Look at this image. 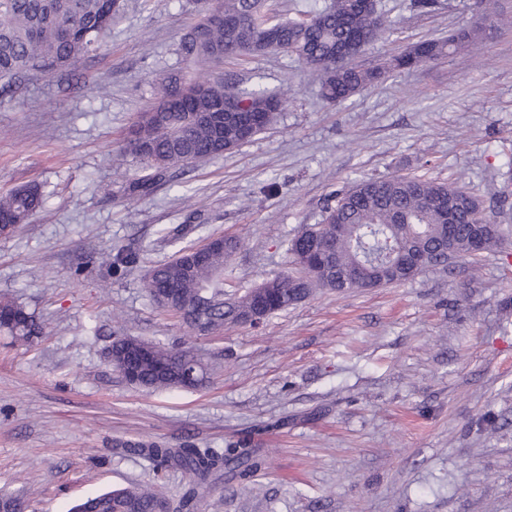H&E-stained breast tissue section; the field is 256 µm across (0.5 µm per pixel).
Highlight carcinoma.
Wrapping results in <instances>:
<instances>
[{
  "instance_id": "1",
  "label": "carcinoma",
  "mask_w": 512,
  "mask_h": 512,
  "mask_svg": "<svg viewBox=\"0 0 512 512\" xmlns=\"http://www.w3.org/2000/svg\"><path fill=\"white\" fill-rule=\"evenodd\" d=\"M123 7V0H0V80L12 81L31 71L49 72L63 61L74 65L95 50ZM482 19L444 40H423L372 68L347 59L336 62L337 49L349 42L370 44L394 25L381 14L365 13L358 0H327L300 19L272 23L267 0H216L224 24L199 20L179 41V53L200 66L188 82L168 74L158 86L155 102L131 126L127 147L153 173L137 182L147 195L154 182L172 168L217 158L245 143V129L259 132L270 125L287 99L259 85L240 88L213 75L227 61L269 52L290 54L321 83L322 98L341 104L395 70H411L445 57L462 42L477 43L504 24L493 0H479ZM226 99L246 105L243 112L224 114V123L210 119L212 104ZM42 205L41 188L26 184L0 195V234L25 224ZM480 202L464 190L423 176L396 175L363 179L331 193L321 222L306 224L285 240L291 270L275 274L234 298L224 297V265L241 240L224 237V246L200 250L187 246L170 261L153 266L145 287L162 308L181 317L192 330L208 334L227 327L258 326L251 317L271 315L306 299L315 288L339 293L400 284L409 277L401 264L403 252L425 253L428 266L448 265L446 245L459 257L471 252L470 225L478 223ZM508 235L501 225L486 230L484 250L501 249ZM365 279L353 276L358 267ZM0 333L30 344L43 335L36 314L15 300L0 297ZM107 358L112 368L135 386L152 390L191 389L207 379V365L190 347L165 345L114 330ZM155 466L146 485L109 490L76 504L72 512H164L162 473L180 469L192 493L209 492L227 473L247 474L261 463L250 448H170L159 442L129 444Z\"/></svg>"
}]
</instances>
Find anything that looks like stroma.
Here are the masks:
<instances>
[{"mask_svg": "<svg viewBox=\"0 0 512 512\" xmlns=\"http://www.w3.org/2000/svg\"><path fill=\"white\" fill-rule=\"evenodd\" d=\"M393 34L369 67L480 22L475 0H379ZM196 0H125L99 48L0 89V195L35 183L43 203L0 235V296L35 310L33 344L0 335V493L29 512L148 481L127 442L246 446L261 466L200 497L196 512H512V256L465 257L366 291L318 289L260 328L201 335L145 289L153 265L214 235L241 238L224 275L243 294L288 270L282 246L321 219L332 191L423 175L512 225V27L340 105L285 53L228 62L225 82L288 93L274 124L218 158L134 191L126 150L161 74L184 70ZM137 261L114 270L107 250ZM192 346L197 389L129 385L105 360L115 327Z\"/></svg>", "mask_w": 512, "mask_h": 512, "instance_id": "obj_1", "label": "stroma"}]
</instances>
